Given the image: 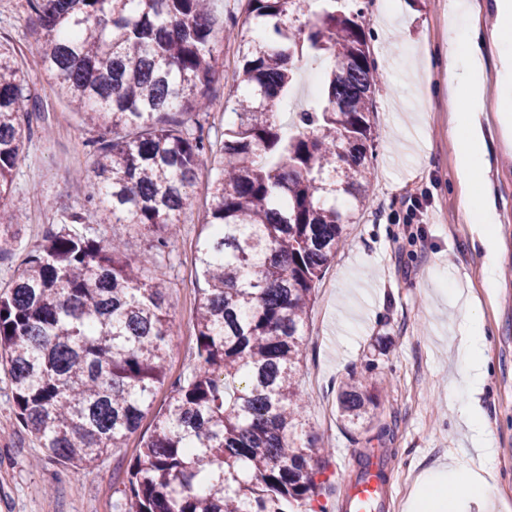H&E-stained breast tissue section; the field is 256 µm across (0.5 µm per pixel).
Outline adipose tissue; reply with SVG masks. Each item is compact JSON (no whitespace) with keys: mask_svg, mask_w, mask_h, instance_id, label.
Segmentation results:
<instances>
[{"mask_svg":"<svg viewBox=\"0 0 512 512\" xmlns=\"http://www.w3.org/2000/svg\"><path fill=\"white\" fill-rule=\"evenodd\" d=\"M477 0H448V82L451 94L467 103L464 119L455 132L459 138V167L464 176L479 175L476 190L466 199L465 207L479 224L478 242L483 253V273L487 286L497 282L496 215L487 204L491 182L483 134V120L487 112V77L484 50L472 29L461 27L460 19L473 15ZM462 311L460 334L454 343L456 358L463 365L461 383L469 395L481 392L487 373L484 356L487 333L473 302L455 298ZM458 413L472 444L475 457L449 458L448 465L425 473L418 481L419 493L408 506L409 512H457L459 500L449 497V486H456L461 498L481 499L493 489L484 477L488 461L495 448L487 433V425L474 404L459 406Z\"/></svg>","mask_w":512,"mask_h":512,"instance_id":"obj_1","label":"adipose tissue"}]
</instances>
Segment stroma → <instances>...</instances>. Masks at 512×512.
Listing matches in <instances>:
<instances>
[{"label": "stroma", "mask_w": 512, "mask_h": 512, "mask_svg": "<svg viewBox=\"0 0 512 512\" xmlns=\"http://www.w3.org/2000/svg\"><path fill=\"white\" fill-rule=\"evenodd\" d=\"M240 0H213L216 46L212 94L228 98L237 65L233 48L223 44L225 27L241 18ZM448 0H391L387 10H368L365 24L377 64L381 90L376 97L374 185L369 208L347 228L344 246L318 284L302 346L297 381L308 398L304 429L324 457L327 487L318 501L336 512V498L356 473L361 453L374 452L387 464L390 512H407L417 480L470 453L450 401L462 399L454 387L458 370L450 355L457 314L449 289L469 294L485 323L489 373L478 406L484 413L495 454L494 501L465 502L462 512H512V146L496 121L500 108L495 85L500 68L494 42L512 39L494 15L482 18L488 91L484 129L495 182V226L499 279L487 287L477 227L464 202L471 184L459 170V142L451 133L466 110L448 96ZM45 31L27 0H0V44L9 48L32 79L37 106L34 133L25 140L13 190L26 205L14 214L15 250L0 258V285L18 271L63 214L87 209L76 170L91 171L97 130L82 124L65 99L53 94L41 75ZM317 65L304 61L297 86L279 106L283 122L314 106ZM214 171H202L193 187L194 207L181 217V232L168 248L151 249L146 231L129 224H94L103 241L119 238L127 252L145 259L147 278L166 286L165 303L173 320L175 344L168 359L170 381L187 377L197 362L193 314L199 282L195 241L211 203ZM426 193L414 223L397 221L410 194ZM456 275H449V268ZM388 345L378 354V342ZM369 376L379 387V406L361 428L344 425L337 409L338 386L352 376ZM168 385L158 388L152 414L137 433L122 440L112 455L75 469L44 459L37 442L20 426L10 380L0 370V512H113L114 490L143 436L164 408Z\"/></svg>", "instance_id": "1"}]
</instances>
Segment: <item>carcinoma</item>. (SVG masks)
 Returning a JSON list of instances; mask_svg holds the SVG:
<instances>
[{
  "instance_id": "obj_1",
  "label": "carcinoma",
  "mask_w": 512,
  "mask_h": 512,
  "mask_svg": "<svg viewBox=\"0 0 512 512\" xmlns=\"http://www.w3.org/2000/svg\"><path fill=\"white\" fill-rule=\"evenodd\" d=\"M45 29L49 90L103 131L87 201L112 224L169 244L194 206L200 171L219 169L195 244L204 287L194 318L198 364L170 397L115 488L119 512H288L320 495L315 440L301 442L296 375L316 282L367 210L377 73L362 12L348 0H245L224 29L236 46L227 98L236 121L196 132L212 110L214 34L207 0H29ZM330 62L322 97L284 132L280 98L300 64ZM31 85L0 48V256L12 252L5 205ZM71 212L0 288V367L20 425L45 457L85 468L136 432L167 380L172 322L164 287L119 241L78 229ZM379 388L336 391L355 426Z\"/></svg>"
}]
</instances>
